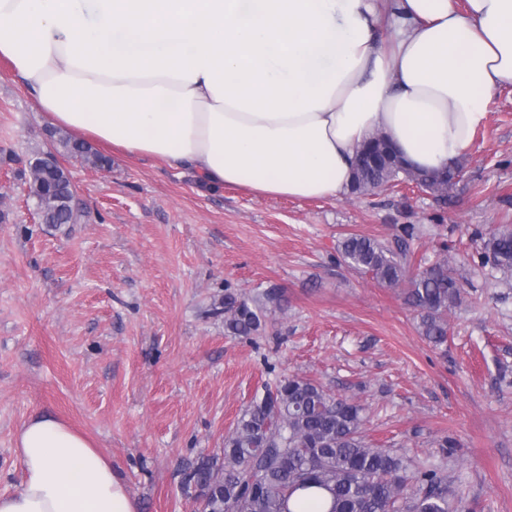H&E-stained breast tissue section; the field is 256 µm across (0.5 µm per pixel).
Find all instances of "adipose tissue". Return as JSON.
<instances>
[{
	"label": "adipose tissue",
	"instance_id": "adipose-tissue-1",
	"mask_svg": "<svg viewBox=\"0 0 512 512\" xmlns=\"http://www.w3.org/2000/svg\"><path fill=\"white\" fill-rule=\"evenodd\" d=\"M0 58L78 139L205 191L331 198L378 132L416 170L468 154L512 85V0H0ZM17 448L23 481L0 512H138L52 415Z\"/></svg>",
	"mask_w": 512,
	"mask_h": 512
}]
</instances>
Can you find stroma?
I'll return each mask as SVG.
<instances>
[{"label": "stroma", "instance_id": "35a3bbf8", "mask_svg": "<svg viewBox=\"0 0 512 512\" xmlns=\"http://www.w3.org/2000/svg\"><path fill=\"white\" fill-rule=\"evenodd\" d=\"M51 131L0 60V494L22 482L19 428L50 412L139 512H199L193 464L295 374L364 405L368 440L436 469L466 512H512V270L480 260L490 229L512 224V86L444 201L203 194L190 173L115 153L105 173L70 163L80 208L55 228L27 192ZM400 224L416 227L410 268L444 248L464 278L445 345L424 339L402 289L341 259L348 234L390 243ZM228 287L264 305L257 333L225 335L212 306Z\"/></svg>", "mask_w": 512, "mask_h": 512}]
</instances>
